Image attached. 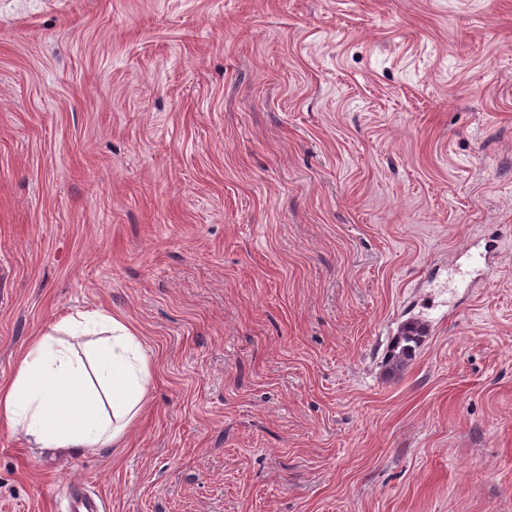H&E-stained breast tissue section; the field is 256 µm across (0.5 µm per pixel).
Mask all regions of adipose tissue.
Segmentation results:
<instances>
[{"label": "adipose tissue", "mask_w": 512, "mask_h": 512, "mask_svg": "<svg viewBox=\"0 0 512 512\" xmlns=\"http://www.w3.org/2000/svg\"><path fill=\"white\" fill-rule=\"evenodd\" d=\"M151 366L120 317L84 311L35 337L0 384V422L43 448L91 451L121 439L145 405Z\"/></svg>", "instance_id": "1"}]
</instances>
